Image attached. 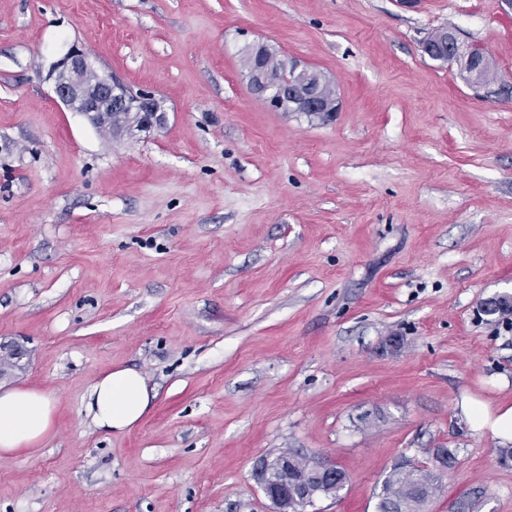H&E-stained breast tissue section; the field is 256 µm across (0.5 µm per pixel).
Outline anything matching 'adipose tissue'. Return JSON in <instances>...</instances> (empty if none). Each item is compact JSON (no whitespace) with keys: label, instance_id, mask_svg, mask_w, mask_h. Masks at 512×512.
<instances>
[{"label":"adipose tissue","instance_id":"ef3b65f1","mask_svg":"<svg viewBox=\"0 0 512 512\" xmlns=\"http://www.w3.org/2000/svg\"><path fill=\"white\" fill-rule=\"evenodd\" d=\"M152 395L144 376L123 367L91 386L85 411L96 428L123 433L149 410ZM54 429V405L40 390L18 386L0 391V455L38 447Z\"/></svg>","mask_w":512,"mask_h":512}]
</instances>
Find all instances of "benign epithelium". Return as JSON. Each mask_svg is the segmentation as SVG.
I'll return each mask as SVG.
<instances>
[{"mask_svg":"<svg viewBox=\"0 0 512 512\" xmlns=\"http://www.w3.org/2000/svg\"><path fill=\"white\" fill-rule=\"evenodd\" d=\"M428 58L442 63L457 61L460 53L457 36L441 28L421 44ZM253 66L245 78L252 94L281 110L302 112L308 117L335 116L339 101L327 102L321 94L324 80L318 71L300 67L295 62H284L278 74L262 64L271 49L264 43L251 47ZM476 57L460 62L469 79L477 85L490 60L481 48H475ZM53 92L57 100L74 112L84 115L93 125L112 124L119 119L123 125L115 131L117 136L134 137L164 124L165 113L160 111L154 96L131 92L126 86L94 70L82 50L71 48L54 65ZM295 454L283 451L273 458L262 460L257 469L258 481L265 495L274 504L276 512H305L314 503L319 488L300 481L293 474Z\"/></svg>","mask_w":512,"mask_h":512,"instance_id":"obj_1","label":"benign epithelium"}]
</instances>
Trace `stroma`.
<instances>
[{
	"instance_id": "35a3bbf8",
	"label": "stroma",
	"mask_w": 512,
	"mask_h": 512,
	"mask_svg": "<svg viewBox=\"0 0 512 512\" xmlns=\"http://www.w3.org/2000/svg\"><path fill=\"white\" fill-rule=\"evenodd\" d=\"M494 83L424 56L439 28ZM264 42L336 85L328 122L243 76ZM151 92L116 140L56 101L71 47ZM512 0H0V385L57 407L0 456V512H275L254 476L288 451L344 471L307 512H377L403 461L430 512H512V462L462 407L512 405ZM115 367L152 405L94 427ZM152 398L154 395L140 372L117 368L91 386L85 411L97 429L123 433L138 424L149 410Z\"/></svg>"
}]
</instances>
